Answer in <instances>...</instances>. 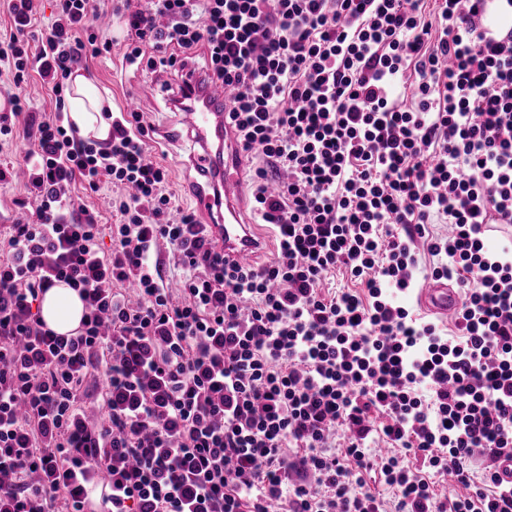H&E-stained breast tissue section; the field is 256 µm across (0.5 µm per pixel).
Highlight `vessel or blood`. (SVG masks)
<instances>
[{
    "instance_id": "1",
    "label": "vessel or blood",
    "mask_w": 512,
    "mask_h": 512,
    "mask_svg": "<svg viewBox=\"0 0 512 512\" xmlns=\"http://www.w3.org/2000/svg\"><path fill=\"white\" fill-rule=\"evenodd\" d=\"M196 102L184 114L195 132L198 149L191 160L200 174L194 197L197 205L213 217V234L225 253L243 258L262 246L244 217L238 198L237 155L240 147L230 129L224 126V107L232 98L223 85H199ZM419 305L427 311L450 315L461 304L460 293L447 283L427 279L418 294Z\"/></svg>"
}]
</instances>
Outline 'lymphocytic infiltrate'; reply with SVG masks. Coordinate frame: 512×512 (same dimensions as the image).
Wrapping results in <instances>:
<instances>
[{
    "instance_id": "1",
    "label": "lymphocytic infiltrate",
    "mask_w": 512,
    "mask_h": 512,
    "mask_svg": "<svg viewBox=\"0 0 512 512\" xmlns=\"http://www.w3.org/2000/svg\"><path fill=\"white\" fill-rule=\"evenodd\" d=\"M484 2L55 0L38 31L39 0H7L0 136L34 147L0 241V512H84L102 475L106 512H512V241L487 236L512 224V27L487 37ZM105 12L174 111L196 77L233 89L271 261L181 205L143 113L100 143L66 124L72 70L118 44ZM33 72L55 105L21 128ZM105 184L110 224L73 197ZM427 275L462 295L455 335L402 304ZM59 283L79 336L33 310Z\"/></svg>"
}]
</instances>
